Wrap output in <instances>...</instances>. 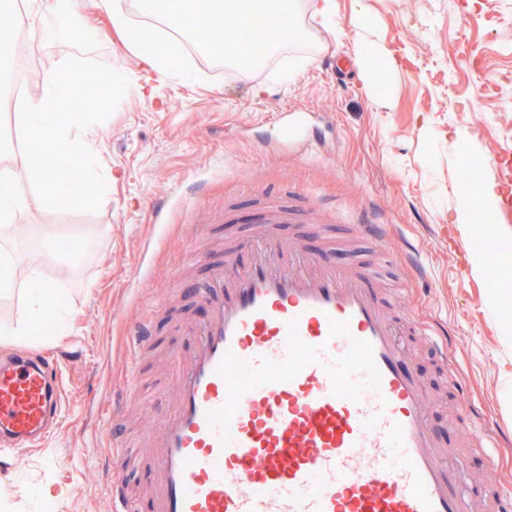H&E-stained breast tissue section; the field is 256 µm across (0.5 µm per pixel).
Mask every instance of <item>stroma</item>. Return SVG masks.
I'll return each mask as SVG.
<instances>
[{
	"mask_svg": "<svg viewBox=\"0 0 512 512\" xmlns=\"http://www.w3.org/2000/svg\"><path fill=\"white\" fill-rule=\"evenodd\" d=\"M101 0H71L82 26L97 30L91 58L123 71L129 88L111 115L91 134L98 163L110 180L97 212L43 208L27 176L20 138L5 141L0 162L27 196L26 237L0 236V249L17 262L18 286L0 295V326L26 322L22 286L31 266L62 290L66 307L59 323L32 335L0 337V357L24 349H53L62 357L65 412L44 446L18 448L0 459V512H107L108 458L113 445L152 427L165 414L167 355L183 347L175 333L183 321L206 317L195 290L207 265L180 272L193 246L213 259L224 242L256 229L269 206L288 203L289 193L321 201L306 224H281L278 233L300 239L305 249L326 248L327 236L361 239L353 220L369 202L397 238L372 260L403 291L396 312L437 325L451 340L452 374L438 366L416 337H405L419 375L428 385L424 401L435 429L450 430L448 408L437 391L451 381L467 388V400L489 418L512 412V346L504 344L503 319L484 302V281L459 274L462 257L448 241L457 233L448 209L461 190L460 173L476 182H499L501 158L512 147V111L500 107L501 83L512 84V0H335L332 22L303 12L311 45H288L253 78L228 67H195L183 80L147 78L138 57L112 25ZM384 57L395 62L387 86L372 95L359 67L336 80L324 63L354 58L356 11ZM62 41L39 40L28 71V96L39 93L43 72L76 56ZM311 112L333 121L336 139L306 159L272 145L278 113ZM472 132L467 147L449 141V129ZM473 157L461 163L462 150ZM57 243L80 242L83 256L43 253L45 228ZM419 246L428 278H412L397 251ZM153 310L154 350L136 378L153 399L154 414L140 417L125 388L132 379L129 329ZM123 417L113 415L114 403Z\"/></svg>",
	"mask_w": 512,
	"mask_h": 512,
	"instance_id": "stroma-1",
	"label": "stroma"
}]
</instances>
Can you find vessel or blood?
<instances>
[{
    "label": "vessel or blood",
    "mask_w": 512,
    "mask_h": 512,
    "mask_svg": "<svg viewBox=\"0 0 512 512\" xmlns=\"http://www.w3.org/2000/svg\"><path fill=\"white\" fill-rule=\"evenodd\" d=\"M304 112L279 113L276 146L300 156L321 148ZM299 207L273 206L266 229L209 263L198 298L204 321L183 325L168 357L172 404L143 450L148 494L130 506L124 450L113 453L109 512H512L504 488L472 492L424 412L427 388L401 339L392 296L361 256L331 264L273 232ZM366 207L356 222L373 249L391 227ZM415 333L451 366L447 337ZM58 356L0 359V446L31 448L65 406ZM459 420L498 465L512 430L464 405Z\"/></svg>",
    "instance_id": "1"
}]
</instances>
